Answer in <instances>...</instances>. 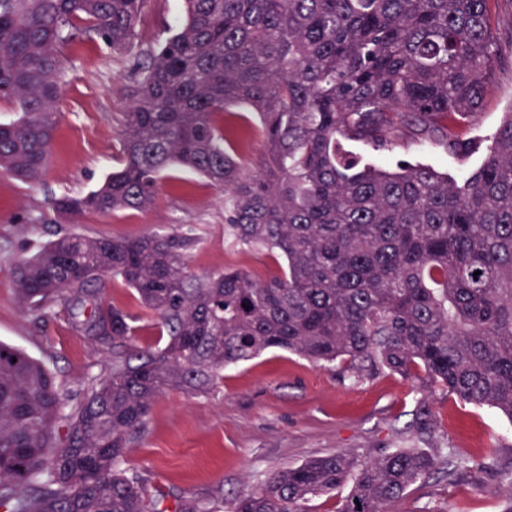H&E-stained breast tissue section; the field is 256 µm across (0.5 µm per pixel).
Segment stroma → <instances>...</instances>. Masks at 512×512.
Wrapping results in <instances>:
<instances>
[{
	"mask_svg": "<svg viewBox=\"0 0 512 512\" xmlns=\"http://www.w3.org/2000/svg\"><path fill=\"white\" fill-rule=\"evenodd\" d=\"M489 18L504 64L495 91L483 103L471 131L476 145L465 159L420 143L377 151L361 143L346 150L366 163L430 164L453 177L475 171L485 147L512 108V0H488ZM183 19L182 0H146L130 52L113 53L78 37L59 49L62 94L48 166L34 183L0 168V341L22 349L50 370L61 393L79 400L90 378L112 367V344L75 328L73 302L51 300L41 313L23 306L14 287L15 265L56 233L138 238L146 234L191 238L188 272L205 277L238 268L262 274L274 268L266 253L224 240V192L206 177L174 168L161 179L152 208L109 215L87 213L70 221L50 209L52 198L81 196L98 187L120 164L118 133L128 105L133 68ZM103 297L135 316V344L163 345L156 318L140 306L121 279L105 276ZM429 396L437 441L471 464L449 478L437 474L413 486L393 512H501L489 472L479 469L488 449L499 466L512 465V421L486 407L461 403L391 372L357 382L297 355L269 350L224 368L207 392L169 389L154 401L144 431L125 467L144 479L149 493L198 503L214 512L271 474L304 461L353 450L363 457L400 445L426 447L412 428L413 412Z\"/></svg>",
	"mask_w": 512,
	"mask_h": 512,
	"instance_id": "stroma-1",
	"label": "stroma"
}]
</instances>
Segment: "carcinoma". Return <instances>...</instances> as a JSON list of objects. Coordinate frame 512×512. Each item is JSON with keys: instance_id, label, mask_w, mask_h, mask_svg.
<instances>
[{"instance_id": "obj_1", "label": "carcinoma", "mask_w": 512, "mask_h": 512, "mask_svg": "<svg viewBox=\"0 0 512 512\" xmlns=\"http://www.w3.org/2000/svg\"><path fill=\"white\" fill-rule=\"evenodd\" d=\"M488 0H183L181 24L134 71L119 133L121 166L53 209L145 211L173 166L224 188V235L283 258L263 276L189 274L187 240L64 234L18 261L15 288L33 311L55 298L75 326L112 342V369L74 405L54 376L0 342V512H200L148 494L123 468L155 397L200 392L228 364L278 349L357 380L383 371L437 385L512 418V110L478 169L462 179L428 164L360 165L341 142L380 151L434 143L459 157L500 55ZM144 0H0V167L24 181L45 170L61 95L58 48L82 33L129 49ZM232 105L261 122L257 169L228 146ZM136 292L166 336L134 346V317L101 301V276ZM419 431L433 435L430 407ZM485 460L512 512V468ZM467 462L449 448L351 451L272 474L225 512H392L407 490Z\"/></svg>"}]
</instances>
